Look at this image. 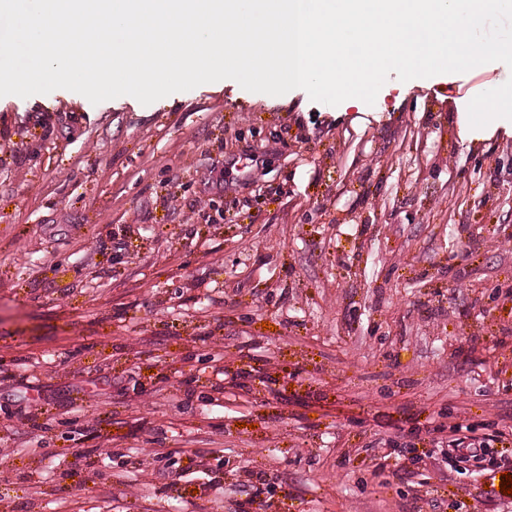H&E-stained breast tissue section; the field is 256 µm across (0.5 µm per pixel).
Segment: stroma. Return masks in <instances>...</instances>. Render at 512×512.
Masks as SVG:
<instances>
[{
  "label": "stroma",
  "mask_w": 512,
  "mask_h": 512,
  "mask_svg": "<svg viewBox=\"0 0 512 512\" xmlns=\"http://www.w3.org/2000/svg\"><path fill=\"white\" fill-rule=\"evenodd\" d=\"M506 86L0 97V512H512Z\"/></svg>",
  "instance_id": "obj_1"
}]
</instances>
